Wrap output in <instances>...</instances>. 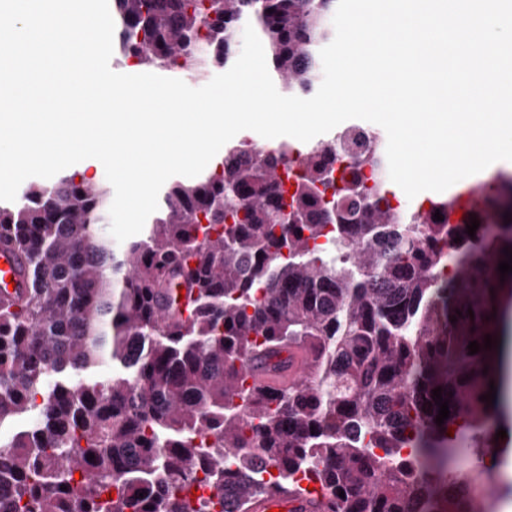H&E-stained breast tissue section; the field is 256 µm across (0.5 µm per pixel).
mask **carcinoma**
I'll return each instance as SVG.
<instances>
[{
    "instance_id": "obj_1",
    "label": "carcinoma",
    "mask_w": 512,
    "mask_h": 512,
    "mask_svg": "<svg viewBox=\"0 0 512 512\" xmlns=\"http://www.w3.org/2000/svg\"><path fill=\"white\" fill-rule=\"evenodd\" d=\"M336 2L112 0V17L124 59L174 77L227 65L249 23L297 95L318 82ZM292 152L226 145L211 170L166 183L118 253L101 229L110 190L77 172L0 205L30 282L0 301V425L33 414L0 441V512H202V487L209 512H245L254 494L299 488L310 459L332 512H475L490 498L482 473L448 462L492 441L504 395L512 181L493 220L479 191L454 221L451 201L393 207L379 149L350 155L339 136ZM294 347L311 357L305 381L245 386L249 363L278 370ZM102 362L112 379L67 378ZM491 383L494 402L480 400Z\"/></svg>"
}]
</instances>
